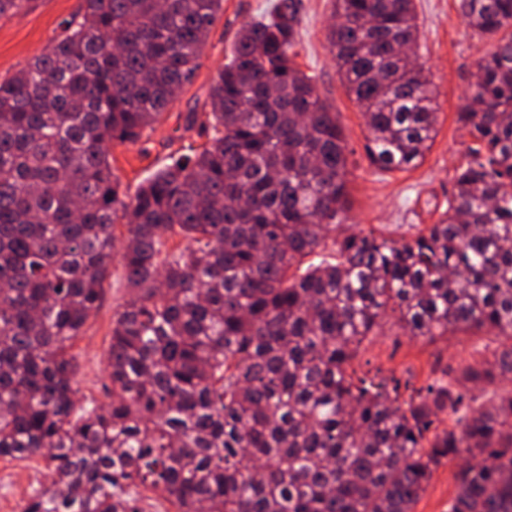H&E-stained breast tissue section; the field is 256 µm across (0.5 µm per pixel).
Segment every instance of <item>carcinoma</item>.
<instances>
[{"instance_id":"1","label":"carcinoma","mask_w":512,"mask_h":512,"mask_svg":"<svg viewBox=\"0 0 512 512\" xmlns=\"http://www.w3.org/2000/svg\"><path fill=\"white\" fill-rule=\"evenodd\" d=\"M31 0H0V19ZM224 0H85L47 52L0 80V456L47 458L25 512H412L462 455L448 512H512V0H459L493 40L458 112L477 147L448 209L408 241L347 232L346 144L295 62L296 0L246 23L192 122L208 141L120 193L137 141L191 82ZM326 35L386 172L430 149L436 90L397 51L414 0H334ZM176 236L187 241L168 250ZM109 402L80 405L69 343L116 241ZM315 257L301 268L303 260ZM412 337L475 330L480 368L403 397L347 369L388 312ZM131 493L137 498L139 511L174 512L171 505L159 493L140 489H132Z\"/></svg>"}]
</instances>
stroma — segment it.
<instances>
[{
	"label": "stroma",
	"mask_w": 512,
	"mask_h": 512,
	"mask_svg": "<svg viewBox=\"0 0 512 512\" xmlns=\"http://www.w3.org/2000/svg\"><path fill=\"white\" fill-rule=\"evenodd\" d=\"M272 0H224L199 58L193 81L170 104L161 122L146 130L140 140L116 143L110 149L112 171L128 191L154 171L169 164L182 147L205 141L189 124L191 113L202 111L219 68L235 36L247 22L266 16ZM333 0H297L299 26L297 63L312 76L323 98L336 111L348 147L347 187L351 230H373L389 240L413 238L422 225L436 223L448 205L455 175L466 159L471 139L457 121L476 74L480 52L487 40L474 36L458 11L457 0H415L419 37L416 53L436 87L439 118L437 136L417 167L402 172L380 170L366 149L362 115L348 94L329 52L326 34L335 23ZM84 0H35L26 13L0 19V79L12 76L45 51L62 24L83 13ZM128 290L120 259H113L111 276L101 305L69 350L76 364L75 386L80 403L102 404L110 380L107 358L112 314ZM496 347L491 337L459 331L435 339L406 335L387 323L378 335L360 345L353 361L357 377L387 386L402 394L426 388L442 373L458 374L462 360L479 364ZM465 460L439 467L414 512H448ZM12 471L16 493L31 499L47 488L51 471L41 457L18 460L0 457V471Z\"/></svg>",
	"instance_id": "stroma-1"
}]
</instances>
